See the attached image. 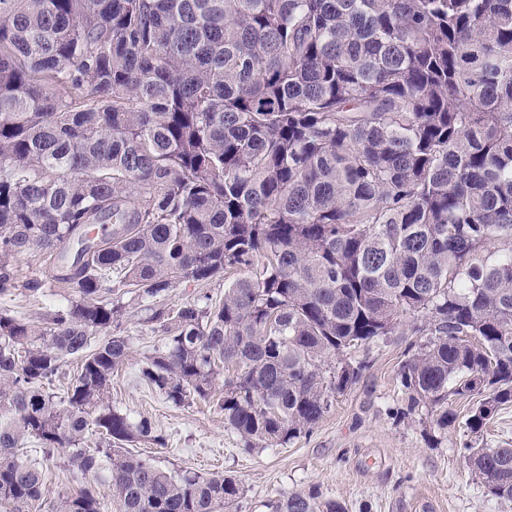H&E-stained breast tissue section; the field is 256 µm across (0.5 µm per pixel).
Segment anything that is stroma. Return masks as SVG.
Returning <instances> with one entry per match:
<instances>
[{
    "label": "stroma",
    "mask_w": 512,
    "mask_h": 512,
    "mask_svg": "<svg viewBox=\"0 0 512 512\" xmlns=\"http://www.w3.org/2000/svg\"><path fill=\"white\" fill-rule=\"evenodd\" d=\"M69 294L57 283L33 297L19 290L0 300V311L38 323ZM149 315L130 302L122 329L131 356L112 377L111 398L131 420L151 418L165 444L141 442L131 450L174 474L236 478L244 488L239 512H269L268 503L312 489L346 512H512V502L486 496L460 453L472 439L512 447V406L502 407L477 438L466 428L475 398L454 401L457 418L445 430L427 407L405 414L399 370L411 337L374 346L359 381L333 398L309 432L283 446L248 450L213 402L177 406L141 382L142 361L160 336Z\"/></svg>",
    "instance_id": "obj_1"
}]
</instances>
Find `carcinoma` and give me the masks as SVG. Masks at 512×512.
<instances>
[{
	"label": "carcinoma",
	"instance_id": "cac0c4a2",
	"mask_svg": "<svg viewBox=\"0 0 512 512\" xmlns=\"http://www.w3.org/2000/svg\"><path fill=\"white\" fill-rule=\"evenodd\" d=\"M35 250L76 299L0 312V512L48 494L29 444L89 478L54 512H102V481L116 512L237 504L232 476L124 448L164 437L109 400L124 296L228 273L217 303L152 310L140 378L166 400L213 398L222 369L224 423L282 446L405 326L427 337L406 411L446 429L483 393V432L512 403V0H0V298L44 286L19 283ZM464 451L512 501V448ZM268 508L345 512L314 490Z\"/></svg>",
	"mask_w": 512,
	"mask_h": 512
}]
</instances>
